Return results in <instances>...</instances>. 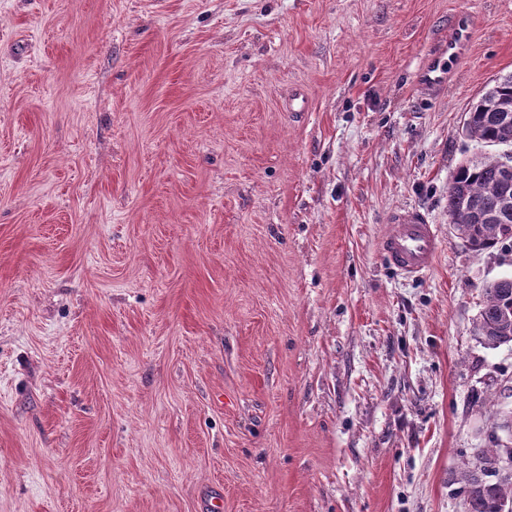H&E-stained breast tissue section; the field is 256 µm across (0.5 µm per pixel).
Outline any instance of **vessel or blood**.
Instances as JSON below:
<instances>
[{
  "mask_svg": "<svg viewBox=\"0 0 512 512\" xmlns=\"http://www.w3.org/2000/svg\"><path fill=\"white\" fill-rule=\"evenodd\" d=\"M471 12L457 14L451 23L447 42L422 60L417 72L419 86L430 94L440 93L448 84V68L462 61L473 36ZM440 248L437 227L428 216L410 208L396 213L386 226L380 252L391 268L407 277H418L434 265Z\"/></svg>",
  "mask_w": 512,
  "mask_h": 512,
  "instance_id": "1",
  "label": "vessel or blood"
}]
</instances>
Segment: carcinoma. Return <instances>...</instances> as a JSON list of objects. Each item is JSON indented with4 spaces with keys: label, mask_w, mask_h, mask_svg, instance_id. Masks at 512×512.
Segmentation results:
<instances>
[{
    "label": "carcinoma",
    "mask_w": 512,
    "mask_h": 512,
    "mask_svg": "<svg viewBox=\"0 0 512 512\" xmlns=\"http://www.w3.org/2000/svg\"><path fill=\"white\" fill-rule=\"evenodd\" d=\"M512 76L497 82L467 112L465 132L483 146L512 145ZM512 179L503 159L484 156L460 165L448 185V215L453 230L473 250H484L512 239ZM476 336L491 348L512 344V276L484 288V304L475 325ZM502 445L476 448L473 468L463 479L470 512H503L512 508V470L497 467Z\"/></svg>",
    "instance_id": "1"
}]
</instances>
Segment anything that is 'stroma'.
Listing matches in <instances>:
<instances>
[{
  "label": "stroma",
  "mask_w": 512,
  "mask_h": 512,
  "mask_svg": "<svg viewBox=\"0 0 512 512\" xmlns=\"http://www.w3.org/2000/svg\"><path fill=\"white\" fill-rule=\"evenodd\" d=\"M510 75L512 0H0V512H467L512 240L470 249L448 185ZM473 28L474 17L471 12L462 11L454 17L448 41L422 60L416 76L422 89L435 95L448 85L449 65L462 61L466 56ZM440 248L437 225L414 208L396 213L386 226L380 252L391 268L407 277H418L434 265ZM475 333L491 348L512 344V276L502 277L484 288V304Z\"/></svg>",
  "instance_id": "1"
}]
</instances>
